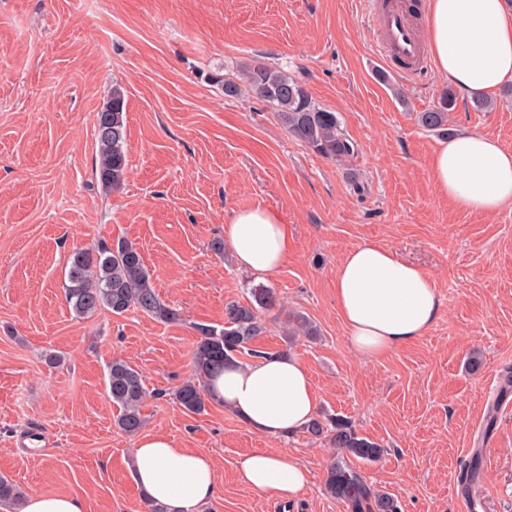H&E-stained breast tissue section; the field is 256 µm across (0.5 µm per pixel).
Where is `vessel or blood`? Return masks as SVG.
I'll return each instance as SVG.
<instances>
[{
  "label": "vessel or blood",
  "instance_id": "b4317fda",
  "mask_svg": "<svg viewBox=\"0 0 512 512\" xmlns=\"http://www.w3.org/2000/svg\"><path fill=\"white\" fill-rule=\"evenodd\" d=\"M374 43L380 56L391 62H405V75H417L426 60V44L401 0L386 5L369 4Z\"/></svg>",
  "mask_w": 512,
  "mask_h": 512
}]
</instances>
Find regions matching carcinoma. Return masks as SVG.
<instances>
[{
    "instance_id": "cac0c4a2",
    "label": "carcinoma",
    "mask_w": 512,
    "mask_h": 512,
    "mask_svg": "<svg viewBox=\"0 0 512 512\" xmlns=\"http://www.w3.org/2000/svg\"><path fill=\"white\" fill-rule=\"evenodd\" d=\"M244 75L248 86L275 107L282 124L298 141L337 162L357 152V144L341 128L336 113L316 105L299 81L262 63L247 67ZM456 102L454 91L444 92L438 106L420 114L421 126L442 136L450 135L449 115ZM95 136L99 147L98 181L103 190L110 192L124 184L128 172L125 103L117 89L97 113ZM67 281L66 301L79 316H91L100 310L121 315L136 309L161 322L179 319L178 311L156 294L138 249L123 240L113 248L77 251L71 259ZM251 294V304H226L222 328L199 327L201 336L193 353L195 377L175 391V398L185 411L199 414L205 410L210 378L225 367L238 364V356L262 332L261 310L275 305L274 291L255 288ZM108 393L119 410V429L130 435L137 433L143 425L141 404L147 397L142 374L126 360L113 359L108 365ZM307 429L316 436L326 435L330 445L337 449L327 468L328 494L344 501L348 512H399L392 496L374 490L360 471L349 464L353 458L365 463L380 459L384 449L378 443L359 433L349 421L336 417L324 421L315 418ZM21 496L19 488L1 475L0 504L18 503Z\"/></svg>"
}]
</instances>
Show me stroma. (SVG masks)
<instances>
[{"label":"stroma","instance_id":"obj_1","mask_svg":"<svg viewBox=\"0 0 512 512\" xmlns=\"http://www.w3.org/2000/svg\"><path fill=\"white\" fill-rule=\"evenodd\" d=\"M255 63L336 112L357 153L338 163L292 137L242 82ZM447 87L435 68L406 79L382 64L365 0H0V475L27 495L77 496L84 512H145L136 437L116 427L106 390L122 357L146 378L141 433L215 461L202 512H346L325 491L322 439L266 438L221 405L190 414L174 398L193 375L199 326H222L227 303L270 288L278 302L253 351L298 358L319 411L381 444V459L360 466L369 485L400 512H512V390L500 391L512 372V203L467 212L438 191V137L419 115ZM116 88L129 171L107 193L94 130ZM451 127L512 150V84L480 111L458 98ZM257 205L280 210L293 238L263 278L223 248L233 213ZM121 239L179 321L68 305L73 254ZM366 241L423 266L443 301L425 336L376 358L350 347L333 293L339 260ZM292 312L318 336L288 340ZM258 449L296 455L305 488L283 501L241 484L237 461ZM475 459L481 479L467 490L459 476Z\"/></svg>","mask_w":512,"mask_h":512}]
</instances>
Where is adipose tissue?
Wrapping results in <instances>:
<instances>
[{"instance_id":"ef3b65f1","label":"adipose tissue","mask_w":512,"mask_h":512,"mask_svg":"<svg viewBox=\"0 0 512 512\" xmlns=\"http://www.w3.org/2000/svg\"><path fill=\"white\" fill-rule=\"evenodd\" d=\"M424 16L435 67L462 97H487L512 83V9L506 0H426ZM430 168L439 192L461 210L493 213L512 202V150L491 135L470 132L439 141ZM224 237L236 265L259 276L275 273L293 246L280 211L263 206L236 211ZM333 288L347 340L367 357L424 336L442 311L423 267L371 241L344 254ZM210 393L213 402L267 437L301 430L318 408L307 366L285 355L226 368L212 380ZM131 472L143 497L166 512H201L217 493L211 456L162 434L135 442ZM237 475L244 485L285 499L307 482L304 464L285 450L240 456Z\"/></svg>"}]
</instances>
